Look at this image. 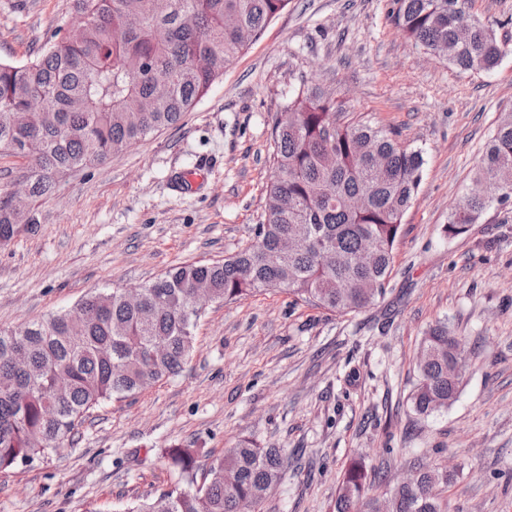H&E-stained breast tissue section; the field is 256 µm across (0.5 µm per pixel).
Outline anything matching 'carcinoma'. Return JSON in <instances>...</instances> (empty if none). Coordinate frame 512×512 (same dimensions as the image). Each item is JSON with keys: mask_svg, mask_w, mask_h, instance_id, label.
Listing matches in <instances>:
<instances>
[{"mask_svg": "<svg viewBox=\"0 0 512 512\" xmlns=\"http://www.w3.org/2000/svg\"><path fill=\"white\" fill-rule=\"evenodd\" d=\"M88 18L74 37L52 43L25 62H0V154L29 159V200L50 196L57 179L104 164L146 137L179 123L235 57L288 0H73ZM389 17L415 45L461 71H489L504 55L494 30L470 13V0H390ZM288 117L272 131L274 172L265 189V219L255 241L216 262L173 267L144 285L131 305L122 289L97 291L66 312L0 330V472L75 443L91 411L179 374L194 348L201 312L193 306L200 283L215 301L233 303L259 289L340 313L360 312L384 296L402 220L417 194L422 150L364 122H346L324 93L301 90L288 99ZM512 113L500 119L474 180L490 185L448 218L459 235L493 204L512 199ZM39 223L36 210H17L0 196V242L21 224ZM305 228L292 249L281 240ZM22 348L26 364H14ZM465 361L462 340L439 322L416 357L410 400L428 417L457 398L448 377ZM186 476L192 452L166 449ZM288 468L280 448L242 437L209 466L198 489L162 495L169 512H237L259 503ZM382 473L363 462L347 468L334 512H378L371 494ZM452 477L416 467L413 480L386 483L391 512H446L440 489Z\"/></svg>", "mask_w": 512, "mask_h": 512, "instance_id": "carcinoma-1", "label": "carcinoma"}]
</instances>
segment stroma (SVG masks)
I'll use <instances>...</instances> for the list:
<instances>
[{"label": "stroma", "instance_id": "obj_1", "mask_svg": "<svg viewBox=\"0 0 512 512\" xmlns=\"http://www.w3.org/2000/svg\"><path fill=\"white\" fill-rule=\"evenodd\" d=\"M388 8L290 0L176 126L63 178L39 224L0 247V330L240 252L262 220L272 128L303 87L424 153L384 299L346 315L273 291L207 305L180 375L103 403L75 444L0 473V512H124L178 482L166 448L195 451L199 486L245 435L289 457L259 512H333L358 457L394 481L417 461L453 472L448 512H512V203L445 231L512 112V0H471L505 46L474 72L416 48ZM75 23L73 0H0V60L33 59ZM440 321L465 371L457 401L422 418L415 356Z\"/></svg>", "mask_w": 512, "mask_h": 512}]
</instances>
